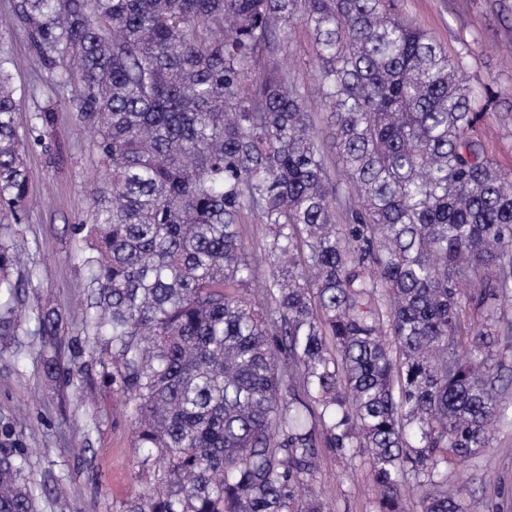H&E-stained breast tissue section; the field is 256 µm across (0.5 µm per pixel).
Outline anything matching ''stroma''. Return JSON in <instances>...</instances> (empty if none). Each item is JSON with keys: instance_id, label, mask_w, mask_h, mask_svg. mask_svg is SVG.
Instances as JSON below:
<instances>
[{"instance_id": "35a3bbf8", "label": "stroma", "mask_w": 512, "mask_h": 512, "mask_svg": "<svg viewBox=\"0 0 512 512\" xmlns=\"http://www.w3.org/2000/svg\"><path fill=\"white\" fill-rule=\"evenodd\" d=\"M20 0H0V56L17 62L15 86L23 111L52 107L57 123L47 143L57 164L42 152L27 157L35 205L12 236L25 248L20 274L31 309L57 308L65 338L51 346L27 318L0 359V419L38 424L28 443L31 486L42 512H121L140 494L137 456L130 421L119 393L101 379L99 348L82 332L88 304V276L76 260L82 246L70 225L87 221V188L98 167L89 134L72 119L70 87L57 84L33 47ZM400 13L430 32L450 54H463L473 83L500 95L496 111L485 115L478 132L488 155L512 169V0H400ZM299 90L319 95L310 34L296 26L280 52ZM57 356L63 370L89 371L91 400L61 374L47 376L44 357ZM311 483L324 512H375L372 472L358 455L320 448ZM448 490L458 493L466 512H512V425H499L490 448L461 466H449Z\"/></svg>"}]
</instances>
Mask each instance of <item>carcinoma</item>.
I'll return each instance as SVG.
<instances>
[{"instance_id": "carcinoma-1", "label": "carcinoma", "mask_w": 512, "mask_h": 512, "mask_svg": "<svg viewBox=\"0 0 512 512\" xmlns=\"http://www.w3.org/2000/svg\"><path fill=\"white\" fill-rule=\"evenodd\" d=\"M45 66L74 87L104 182L85 243V335L127 397L138 479L123 512H323L318 443L366 454L376 512H463L448 463L512 423L498 359L512 293V172L477 135L498 93L396 0H21ZM314 39L329 136L274 65L293 22ZM14 60L0 56V358L19 328L9 231L29 206ZM355 196L348 197L349 189ZM348 197L345 223L336 204ZM269 235L249 250L241 224ZM265 275V301L249 286ZM481 316L463 315L460 303ZM38 332L63 339L59 309ZM0 512H39L23 430L0 420Z\"/></svg>"}]
</instances>
